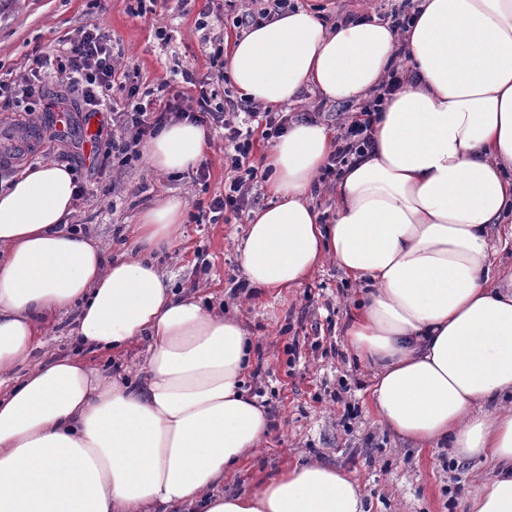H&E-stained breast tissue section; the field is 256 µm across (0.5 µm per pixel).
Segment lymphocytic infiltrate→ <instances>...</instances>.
<instances>
[{"mask_svg": "<svg viewBox=\"0 0 512 512\" xmlns=\"http://www.w3.org/2000/svg\"><path fill=\"white\" fill-rule=\"evenodd\" d=\"M224 4L233 12L232 24L237 29L262 26L275 14L296 7L295 0H224ZM223 53L219 46L211 56L213 74L200 78L192 68L181 69L183 83L196 88V95L176 93L159 101L141 92L139 70L122 66L108 33L96 27L85 29L55 54L35 57L29 69L12 80L0 79V110L35 111L44 98L45 80L51 76L77 94L79 109L89 119L108 111L113 90H121L126 94L125 106L111 113L117 131L106 140L101 152L102 164L114 163L121 168L139 161L140 144L171 121L186 119L223 128L229 178L223 194L214 197L209 206V221L216 224L226 215L243 213L258 199V169L252 160L256 140L271 141L283 134L290 122L316 118L308 111L278 112L245 97L220 95L217 86L225 80ZM402 83L399 69H392L377 94L361 103L357 115L341 124L335 149L318 178L319 185L334 181L342 167L371 147L374 117L382 111L386 96Z\"/></svg>", "mask_w": 512, "mask_h": 512, "instance_id": "f902f5d3", "label": "lymphocytic infiltrate"}]
</instances>
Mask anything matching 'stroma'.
<instances>
[{"mask_svg": "<svg viewBox=\"0 0 512 512\" xmlns=\"http://www.w3.org/2000/svg\"><path fill=\"white\" fill-rule=\"evenodd\" d=\"M130 4L108 0L98 11L89 0H14L8 11H0V69L23 71L60 40L96 27L111 35L123 64L139 68L146 86L154 88L186 66L206 72L210 36L220 33L230 41L237 34L223 11L211 18L208 31L198 30L199 15L212 9V0H191L185 14L178 13L175 0H158L154 12L141 17L130 13ZM297 5L331 23L350 15L386 21L392 0H298ZM160 27L171 33L169 45L156 38ZM45 95L52 111L0 112V129L23 123L40 131L27 158L0 160V179L44 161L81 169L89 193L76 201L70 219L111 257L136 254L131 226L143 205L163 193L182 195L187 207L180 235L152 258L176 293L205 285L206 308L237 313L250 333L254 355L245 389L267 410L272 427L259 448L225 475L224 489L248 490L262 477L318 460L355 476L366 512H467L490 471L450 458L445 448H420L401 439L372 409L371 378L348 357L342 334L358 285L329 260L294 288L270 292L246 286L236 238L247 215L227 224L208 221L209 204L223 193L227 176L223 129L209 131L207 184L193 183L185 173L155 172L143 160L95 173V141L82 117L76 114L61 138L43 128L56 123L57 107L76 113L74 95L56 81L47 84Z\"/></svg>", "mask_w": 512, "mask_h": 512, "instance_id": "1", "label": "stroma"}]
</instances>
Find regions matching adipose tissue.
Wrapping results in <instances>:
<instances>
[{
  "label": "adipose tissue",
  "mask_w": 512,
  "mask_h": 512,
  "mask_svg": "<svg viewBox=\"0 0 512 512\" xmlns=\"http://www.w3.org/2000/svg\"><path fill=\"white\" fill-rule=\"evenodd\" d=\"M401 45L419 78L387 100L372 151L344 167L332 222L312 202L332 133L290 124L265 155L273 201L251 213L241 266L270 291L328 259L365 284L345 336L374 371L380 422L492 468L470 512H512V271L489 244L512 212V0H416L405 33L374 19L328 27L299 8L235 38L224 68L265 105L310 86L360 101ZM209 143L204 127L174 122L147 159L183 171ZM74 191L55 163L0 188V512H365L356 479L318 462L217 492L269 418L242 388L251 342L238 318L176 296L148 258L176 240L187 202L157 198L133 227L141 257L108 262L65 228ZM72 309L84 345L148 341L142 384L73 358L12 380Z\"/></svg>",
  "instance_id": "1"
}]
</instances>
